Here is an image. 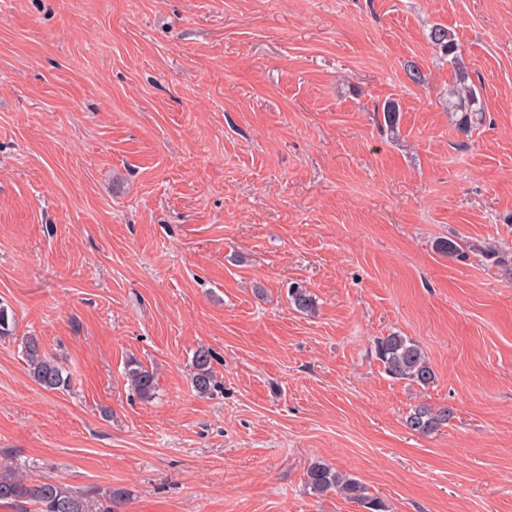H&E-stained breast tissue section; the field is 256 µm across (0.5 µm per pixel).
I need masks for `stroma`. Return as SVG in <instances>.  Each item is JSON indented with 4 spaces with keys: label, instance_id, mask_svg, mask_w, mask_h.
Returning <instances> with one entry per match:
<instances>
[{
    "label": "stroma",
    "instance_id": "35a3bbf8",
    "mask_svg": "<svg viewBox=\"0 0 512 512\" xmlns=\"http://www.w3.org/2000/svg\"><path fill=\"white\" fill-rule=\"evenodd\" d=\"M436 25L483 106L467 133ZM488 246L512 253V0H0V466L87 512H361L309 493L318 460L390 512H512V267ZM393 332L434 383L385 371ZM29 334L69 390L32 380ZM421 404L448 425L407 429ZM289 300L295 309L305 315L315 314L317 311L316 296L300 284L289 288ZM218 356L210 349L201 346L193 356V372L190 376L192 388L201 396L209 395L218 387L212 361ZM127 378L138 397L143 401H151L156 394L155 376L136 362L128 366Z\"/></svg>",
    "mask_w": 512,
    "mask_h": 512
}]
</instances>
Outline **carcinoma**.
I'll return each instance as SVG.
<instances>
[{
    "label": "carcinoma",
    "instance_id": "1",
    "mask_svg": "<svg viewBox=\"0 0 512 512\" xmlns=\"http://www.w3.org/2000/svg\"><path fill=\"white\" fill-rule=\"evenodd\" d=\"M429 39L448 56V64L454 70L455 82L448 91V109L460 114L459 127L465 131L472 126L474 116L481 112L477 90L468 83L469 75L455 35L448 28L440 26L431 30ZM289 300L297 311L305 315H312L317 311L316 296L300 284L289 288ZM23 352L30 375L38 386L46 391L69 388V373L43 350L39 337H26ZM375 352L386 372L394 378L409 380L423 387L434 381L435 374L426 354L407 336L398 332L383 336L376 340ZM215 359L217 355L203 346L194 353L190 384L201 396L211 394L218 387L212 366ZM127 378L141 400L148 402L155 397L156 382L153 373L132 362L128 366ZM450 415L451 411L446 406L419 405L408 413L405 425L415 433L428 435L448 424ZM306 476L305 486L313 495L324 496L329 492H338L345 499L363 507L365 512H387L385 503L369 495L363 484L342 475L325 462L312 463ZM2 500L31 501L38 506L39 512H86L84 502L78 495L49 479L32 482L0 474V501Z\"/></svg>",
    "mask_w": 512,
    "mask_h": 512
}]
</instances>
